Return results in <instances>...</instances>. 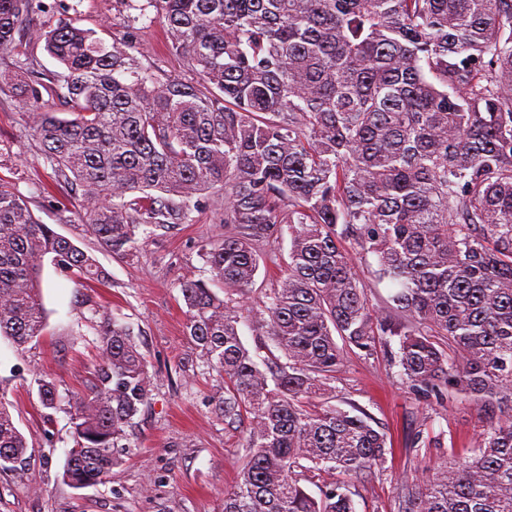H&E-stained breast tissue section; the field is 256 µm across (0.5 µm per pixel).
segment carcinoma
<instances>
[{"label":"carcinoma","instance_id":"1","mask_svg":"<svg viewBox=\"0 0 512 512\" xmlns=\"http://www.w3.org/2000/svg\"><path fill=\"white\" fill-rule=\"evenodd\" d=\"M127 27L164 18L169 51L198 75L162 77L129 41L71 18L32 32L59 65L49 83L71 117L33 108L28 126L62 187L114 254L139 232L188 224L224 190V240L203 248L210 282L181 287L187 335L224 374L220 410L249 419L246 464L224 512H355L351 481L382 469L387 436L334 398L348 351L390 337L407 386L472 401L485 420L471 454L450 453L395 488L397 512H512V0H122ZM42 0H0V52ZM15 59L0 93L38 101L42 78ZM288 227V262L247 310L259 245ZM349 243L352 250L343 247ZM372 254L385 312L367 303L358 256ZM102 282L96 259L0 183V336L24 347L46 326L41 269ZM224 289L220 298L210 288ZM286 362L261 369L243 311ZM97 359L72 396L64 479L102 481L132 448L150 395L131 325L87 319ZM54 409L55 381L38 379ZM29 444L0 401V469ZM315 498L302 485L321 473Z\"/></svg>","mask_w":512,"mask_h":512}]
</instances>
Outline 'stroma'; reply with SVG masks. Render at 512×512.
Instances as JSON below:
<instances>
[{
    "label": "stroma",
    "mask_w": 512,
    "mask_h": 512,
    "mask_svg": "<svg viewBox=\"0 0 512 512\" xmlns=\"http://www.w3.org/2000/svg\"><path fill=\"white\" fill-rule=\"evenodd\" d=\"M44 2L45 9L34 17L42 28L76 17L80 26L95 29L105 41L132 38L146 62L162 74L191 78L182 59L166 49L161 17L132 31L118 0ZM25 112L14 96L0 94V182L30 196L41 222L94 255L109 280L78 282L45 265L43 338L20 349L0 337V393L30 446L24 475L0 470V512H223L224 495L240 478L243 434L225 425L218 410L224 378L195 354L186 335L181 294L183 283L209 277L201 247L224 237L222 195L212 193L210 202L194 212L192 223L140 236L132 255L110 253L85 224L81 197L55 185ZM288 249L289 238L282 235L261 250L249 305L274 287ZM95 309L133 327L149 362L151 394L135 448L105 482L75 488L62 479L74 444L69 407L63 401L56 410L43 408L36 380L50 375L63 397L84 389L94 361L93 338L78 330ZM397 346L393 338L377 345L372 355L349 353L334 382L333 405L360 407L373 426L385 430L392 448L384 468L357 485V512H395V489L402 480L446 459L449 449L469 451L482 430L476 406L455 396L440 402L403 384L398 367L389 363ZM418 433L441 439V447L411 448Z\"/></svg>",
    "instance_id": "1"
}]
</instances>
